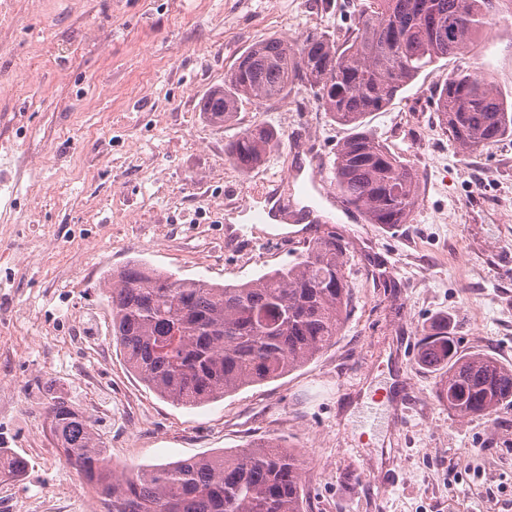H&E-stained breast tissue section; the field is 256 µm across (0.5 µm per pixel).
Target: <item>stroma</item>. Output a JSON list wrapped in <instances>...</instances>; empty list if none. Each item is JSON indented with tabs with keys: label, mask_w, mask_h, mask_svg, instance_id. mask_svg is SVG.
Returning a JSON list of instances; mask_svg holds the SVG:
<instances>
[{
	"label": "stroma",
	"mask_w": 512,
	"mask_h": 512,
	"mask_svg": "<svg viewBox=\"0 0 512 512\" xmlns=\"http://www.w3.org/2000/svg\"><path fill=\"white\" fill-rule=\"evenodd\" d=\"M356 4L0 0V448L27 462L0 482V512H105L44 425L59 395L87 412L120 471L277 439L307 464L308 512H512V408L460 417L437 398L439 371L417 361L423 328L444 318L461 353L512 365V139L462 152L432 99L463 67L492 74L512 102V0L466 55L364 120L418 175L410 223L336 210L331 177L306 192L350 133L313 100L247 102L221 126L199 110L254 43L343 38ZM255 124L280 141L242 172L224 146ZM330 231L349 244L353 309L310 363L192 408L128 370L107 273L140 261L239 284Z\"/></svg>",
	"instance_id": "obj_1"
}]
</instances>
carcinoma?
Listing matches in <instances>:
<instances>
[{"label":"carcinoma","instance_id":"carcinoma-1","mask_svg":"<svg viewBox=\"0 0 512 512\" xmlns=\"http://www.w3.org/2000/svg\"><path fill=\"white\" fill-rule=\"evenodd\" d=\"M495 12L496 0H360L341 42L327 32L256 42L247 50L251 66L230 70L200 111L222 125L245 102L306 92L353 130L334 159L344 205L370 224H408L417 174L362 129L364 118L387 107L425 68L464 55ZM433 101L449 138L465 152L512 135V104L485 73L451 72ZM278 140L269 127H248L224 154L247 171ZM348 260L347 243L328 232L305 244L295 261L234 285L133 262L104 279L112 341L129 369L176 405L198 406L274 381L336 342L351 310ZM418 361L443 371L442 398L461 417L512 404V366L460 353L446 321L423 331ZM45 421L64 462L103 497L106 512H303L305 462L277 440L127 475L112 468L91 418L71 400L51 399ZM25 467L23 458L0 454V480H16Z\"/></svg>","mask_w":512,"mask_h":512}]
</instances>
